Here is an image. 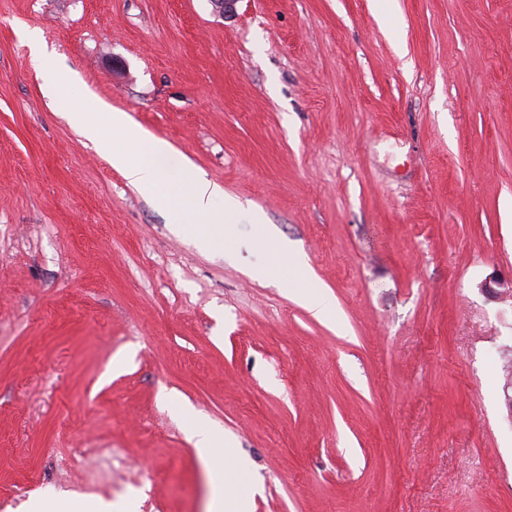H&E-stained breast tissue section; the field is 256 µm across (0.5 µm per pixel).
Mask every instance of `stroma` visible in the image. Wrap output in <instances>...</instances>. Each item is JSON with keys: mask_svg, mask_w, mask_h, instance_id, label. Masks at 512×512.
Instances as JSON below:
<instances>
[{"mask_svg": "<svg viewBox=\"0 0 512 512\" xmlns=\"http://www.w3.org/2000/svg\"><path fill=\"white\" fill-rule=\"evenodd\" d=\"M0 0V512H512V0ZM39 29L72 86L23 41ZM128 112L298 246L199 251L64 119ZM167 401L173 413L187 423L188 431L195 440L196 447L207 448L201 461L211 486V495L207 505L209 512H249L250 498L240 497L226 500L218 478L223 469L216 458L223 454L224 446H227L224 432L214 427L206 416L187 407L176 397H167ZM113 508L112 502L101 499L68 500L54 493L44 495L29 506L33 512H112Z\"/></svg>", "mask_w": 512, "mask_h": 512, "instance_id": "stroma-1", "label": "stroma"}]
</instances>
